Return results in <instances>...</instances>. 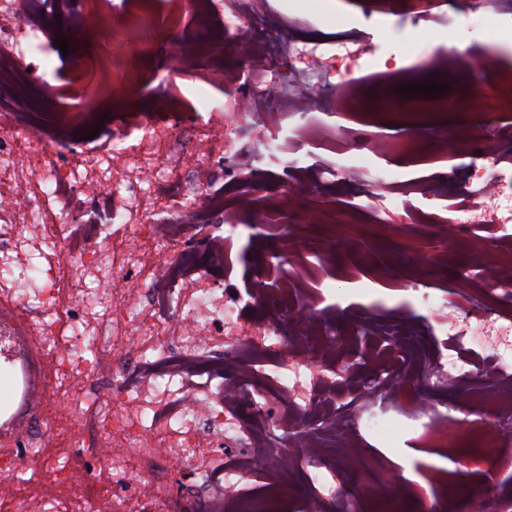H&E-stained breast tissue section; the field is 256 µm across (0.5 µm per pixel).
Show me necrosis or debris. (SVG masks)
<instances>
[{"instance_id":"obj_1","label":"necrosis or debris","mask_w":512,"mask_h":512,"mask_svg":"<svg viewBox=\"0 0 512 512\" xmlns=\"http://www.w3.org/2000/svg\"><path fill=\"white\" fill-rule=\"evenodd\" d=\"M167 5L194 15L195 26L150 23L147 0H0V348L26 347L13 381L43 377L40 389L15 394L33 423L0 434V512H275L285 498L300 512H326L337 493L324 487L328 475L343 491L386 500L354 435L392 427L359 411L351 381L337 383L336 304L329 289L298 273L336 263L335 244L296 234V226L325 221L302 202L317 188L348 197L356 180L367 187L360 211L376 219L380 185L407 211L447 201L469 253L482 257L453 296L424 294L455 360L443 356L431 367V394L420 395L408 377L380 403L427 415L426 441L465 466L511 447L512 278L489 272L508 254L491 250L488 236L512 240V83L485 80L488 46L433 48L410 63L395 49L370 66L384 95L354 129L338 110L356 99L369 52L364 34L296 40L295 12L271 13L258 0ZM57 18L72 37L121 34L125 66L73 57L77 71L93 67L121 85L105 97V113L58 110L48 78ZM227 55L235 66H224ZM143 57L164 86L152 112L130 109L143 80L134 62ZM296 68L325 89L324 112L309 110ZM449 73L451 92L413 101L400 92L418 77ZM183 74L203 88L226 84L224 104L202 96L184 112L176 83ZM477 82L483 103L472 112L467 93ZM272 84L283 90L273 111L263 99ZM489 113L502 122L487 124ZM104 119L106 138H89ZM377 124L408 133L369 137ZM422 134L440 150H481L489 141L505 149L462 183L452 167L402 178L395 167L416 157ZM321 137L383 164L356 167L342 157L311 172L298 153ZM265 163L288 170L286 190L267 210L251 180ZM219 168L238 187L235 202L211 189ZM270 210L283 229L272 255L253 266L244 300L222 277L224 252L242 232L256 233ZM101 211L108 224L96 222ZM279 254L295 268L282 269ZM247 303L260 308L258 319H243ZM486 376L497 384L479 390L474 382ZM96 379L111 384V403H101ZM452 390L466 393L467 429L448 412ZM259 456L272 481L255 494L244 481ZM79 461L88 466L81 478ZM174 467L189 492H173Z\"/></svg>"}]
</instances>
